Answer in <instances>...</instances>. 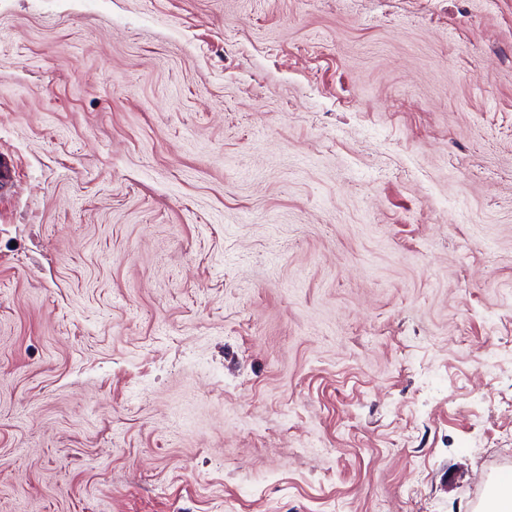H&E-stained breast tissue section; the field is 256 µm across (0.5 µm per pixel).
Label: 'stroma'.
<instances>
[{
	"label": "stroma",
	"instance_id": "1",
	"mask_svg": "<svg viewBox=\"0 0 512 512\" xmlns=\"http://www.w3.org/2000/svg\"><path fill=\"white\" fill-rule=\"evenodd\" d=\"M0 512H475L512 469V0H0Z\"/></svg>",
	"mask_w": 512,
	"mask_h": 512
}]
</instances>
